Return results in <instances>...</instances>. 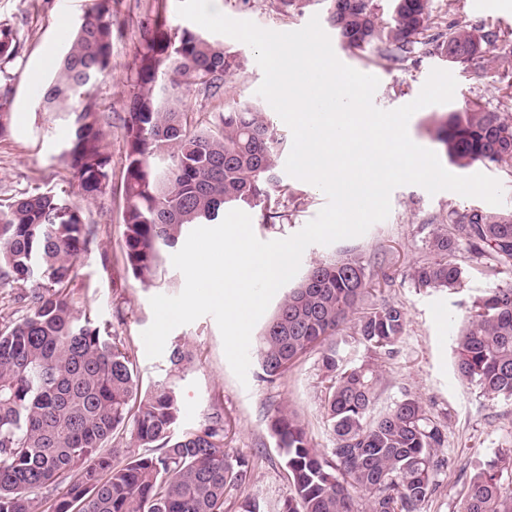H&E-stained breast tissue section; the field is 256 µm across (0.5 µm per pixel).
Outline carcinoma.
Listing matches in <instances>:
<instances>
[{
	"mask_svg": "<svg viewBox=\"0 0 512 512\" xmlns=\"http://www.w3.org/2000/svg\"><path fill=\"white\" fill-rule=\"evenodd\" d=\"M340 45L355 54L402 62L420 44L442 59L467 64L512 43L498 31L476 35L466 25L443 30L432 0H329ZM111 0H91L57 71L40 97L48 112L66 116L70 134L61 158L81 195L111 187L104 118L95 92L112 57ZM17 42L0 28V60ZM243 69L240 54L220 40L163 16L142 33L124 119L122 177L124 257L143 284L159 274L163 250L196 224H218L224 209L260 212L262 223L287 217L293 193L279 176L286 146L266 113L227 104L212 127L199 129L183 107L187 93L214 98ZM12 86L0 82V134L11 125ZM434 140L465 169L512 167V113L477 99L439 118ZM435 227L426 240L431 259L411 269L422 289H451L475 272L489 280L512 272V211L473 208ZM97 228L80 208L53 191L0 204V287L32 284L27 308L0 329V512H225L229 492L248 479V465L224 448L223 415L173 437L180 415L174 388L142 389L133 350L81 314L84 297L70 288L76 259L95 244ZM467 249L470 266L456 261ZM365 267L344 258L318 262L291 288L263 328L260 378L281 380L303 356L320 350L323 419L334 447H315L288 403L274 409L269 428L282 449L291 492L281 512H423L438 476L445 434L413 397L371 415L382 375L377 359L393 353L407 327L399 303L361 311ZM352 332L346 334L344 330ZM356 343L359 362L343 354ZM171 370L192 353L178 345ZM456 372L491 399L512 401V287L490 288L456 338ZM131 427L129 452L117 464L112 446ZM460 512H512V451L499 454L470 479Z\"/></svg>",
	"mask_w": 512,
	"mask_h": 512,
	"instance_id": "carcinoma-1",
	"label": "carcinoma"
}]
</instances>
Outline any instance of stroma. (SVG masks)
I'll return each mask as SVG.
<instances>
[{"label": "stroma", "mask_w": 512, "mask_h": 512, "mask_svg": "<svg viewBox=\"0 0 512 512\" xmlns=\"http://www.w3.org/2000/svg\"><path fill=\"white\" fill-rule=\"evenodd\" d=\"M472 2L434 0L433 13L448 24L467 22L478 33L488 29L512 32V0H486V8L480 11L473 9ZM87 4L88 0H0V27L13 28L19 41L16 56L0 61V74L9 76L13 86L11 125L0 135V201L35 190H51L78 203L84 222L97 227L96 243L77 259L72 282L73 289L86 297V313L102 330L130 343L143 388L159 383L174 387L181 404L174 434L198 426L216 410L229 421L232 433L227 446L231 454L246 461L250 478L231 492L226 512H239L246 499L259 502L263 512H279L291 487L282 451L268 427L273 409L283 402L291 404L301 414L317 447L333 445L332 435L322 424L319 356L308 354L273 385L260 379V370L254 364L246 381H239L226 359L215 319L205 315L177 327L167 338V346L180 343L193 351L195 359L184 371L172 372L168 355L147 357L141 334L153 321L149 300L157 294L178 295L185 279L173 267L168 250L161 255L160 274L153 285L140 284L126 267L120 190L124 166L122 119L141 48L142 23L157 14L174 26H186L187 21L177 12L178 0H112V67L97 88V103L105 116L112 187L102 196L83 199L60 158L68 128L59 114L39 111L38 103L40 91L54 74ZM222 8L230 18L250 20L278 32L301 29L315 15L322 19L327 16L326 0H308L301 13L288 17L278 13L273 0H222ZM225 43L241 53V73L225 80L222 98L196 91L185 98L186 108L205 125L217 122L227 103L262 101L256 90L263 72L253 50L230 37ZM343 57L345 65L358 71L381 74L373 103L382 110L413 101L432 69L447 70L455 76L458 85L451 102L424 107L409 120L412 141L430 150L436 147L429 133L433 120L458 108L465 98H476L502 110L512 105L507 97L512 78L500 74L492 52L466 65L448 63L426 46L399 64L348 51ZM482 69L487 70L488 79L476 80L475 72ZM285 182L296 190L300 200L289 203L288 217L280 224L263 223L259 212L251 211L253 232L260 240L295 234L327 203L325 194L314 185L290 176ZM471 208L486 211L490 205L452 191L432 195L422 187L404 185L392 192L386 220L373 224L360 237L311 245L301 260L306 269L334 258L357 259L370 276L363 307L389 301L406 309L408 323L403 338L393 354L381 361L383 380L376 407L387 409L408 395L418 399L445 426L446 442L440 453L450 458L452 465L440 477L424 512H459L465 485L476 467L496 453L512 450V401L484 397L477 387L460 380L454 370V338L459 328L489 288L496 284L512 286V274H502L493 282L470 273L458 287L448 290L418 289L408 277L411 268L427 258L425 241L433 228L451 212Z\"/></svg>", "instance_id": "stroma-1"}]
</instances>
